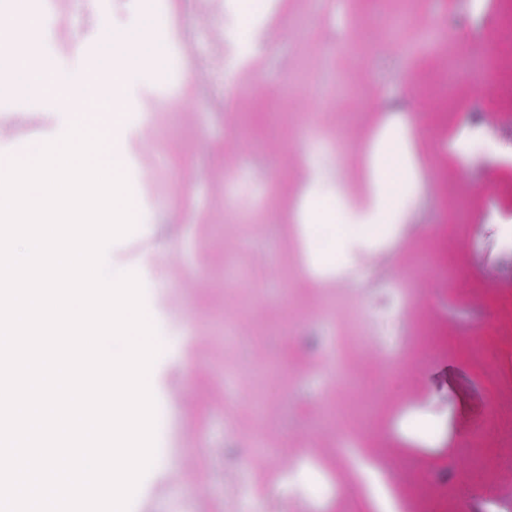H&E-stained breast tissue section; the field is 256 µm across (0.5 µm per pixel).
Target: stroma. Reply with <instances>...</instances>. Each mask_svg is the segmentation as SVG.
<instances>
[{"mask_svg": "<svg viewBox=\"0 0 512 512\" xmlns=\"http://www.w3.org/2000/svg\"><path fill=\"white\" fill-rule=\"evenodd\" d=\"M403 4L436 17L435 30L391 26ZM168 10L181 21L190 70L163 89L128 67L124 94L139 110L120 161L141 172V228L110 246L151 281V315L170 349L154 385L166 401L161 446L172 464L150 473L137 512H240L246 478L267 512H355L368 497L337 446L357 384L375 403L350 441L401 512H459L465 492L501 504L491 475L497 439L470 443L487 389L471 349L497 355L501 384H512V348L494 327L501 292L512 289V252L494 222L512 218V158L466 163L450 142L476 124L512 149V29L497 31L490 95L464 78L448 26L450 14L467 15L466 0H270L264 50L244 62L228 40L237 22L226 0H169ZM101 13L129 40L149 22L131 0H55L43 47L62 75L82 70ZM400 69L430 106L414 128L426 146L422 219L375 257L394 276L354 288L305 268L292 224L299 170L315 154L358 171L357 136L383 111L352 106L372 81L399 97ZM61 122L41 102L0 107V161L55 139ZM415 414L429 431L411 427ZM258 441L294 452L325 494L311 499L276 464L254 463ZM474 452L482 469H459Z\"/></svg>", "mask_w": 512, "mask_h": 512, "instance_id": "obj_1", "label": "stroma"}]
</instances>
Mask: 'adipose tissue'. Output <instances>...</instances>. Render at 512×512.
Wrapping results in <instances>:
<instances>
[{
    "label": "adipose tissue",
    "mask_w": 512,
    "mask_h": 512,
    "mask_svg": "<svg viewBox=\"0 0 512 512\" xmlns=\"http://www.w3.org/2000/svg\"><path fill=\"white\" fill-rule=\"evenodd\" d=\"M364 141L361 173L351 197L346 176L308 157L295 218L308 267L330 273L343 269L354 283L368 274L362 255L377 251L412 223L425 179L421 147L406 119H383L367 131Z\"/></svg>",
    "instance_id": "adipose-tissue-1"
}]
</instances>
